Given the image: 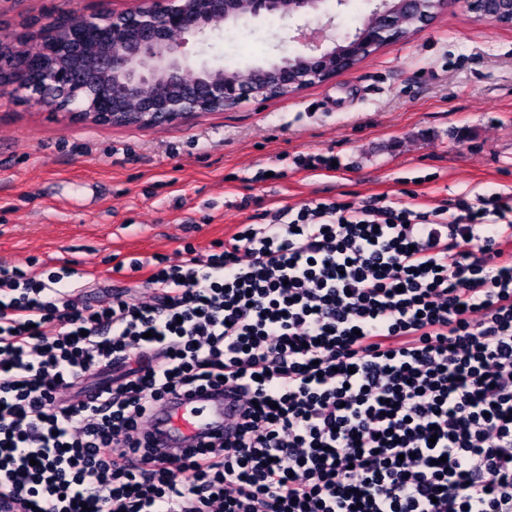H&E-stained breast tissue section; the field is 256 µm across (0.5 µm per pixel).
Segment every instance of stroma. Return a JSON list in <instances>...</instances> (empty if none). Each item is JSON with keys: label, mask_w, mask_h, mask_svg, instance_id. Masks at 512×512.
Instances as JSON below:
<instances>
[{"label": "stroma", "mask_w": 512, "mask_h": 512, "mask_svg": "<svg viewBox=\"0 0 512 512\" xmlns=\"http://www.w3.org/2000/svg\"><path fill=\"white\" fill-rule=\"evenodd\" d=\"M135 0H0V44L60 9L120 11ZM372 0H330L312 23L352 33ZM294 19L222 26L209 64L241 71L297 51ZM494 188L512 193V27L460 9L389 43L350 73L286 99L144 130L77 123L0 85V266L37 278L66 264L80 303L116 290L147 299L120 263L177 264L185 246L209 253L243 224L319 198L363 207L379 194L435 207Z\"/></svg>", "instance_id": "obj_1"}]
</instances>
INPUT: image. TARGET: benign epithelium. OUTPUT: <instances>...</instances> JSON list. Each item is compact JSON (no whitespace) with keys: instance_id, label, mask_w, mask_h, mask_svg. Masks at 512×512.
<instances>
[{"instance_id":"7a95c632","label":"benign epithelium","mask_w":512,"mask_h":512,"mask_svg":"<svg viewBox=\"0 0 512 512\" xmlns=\"http://www.w3.org/2000/svg\"><path fill=\"white\" fill-rule=\"evenodd\" d=\"M139 0L131 9L102 7L91 14L61 12L36 19L39 36L32 43L28 65L0 51V83L10 81L25 99L40 107L63 112L73 121L91 125L116 123L117 100L133 88L160 81L182 83L193 73L203 77L179 94L143 104L135 126L153 129L211 113L220 105L233 110L251 98L294 96L304 88L324 83L354 70L384 45L404 38L402 14L422 17L429 26L438 11L452 3L483 20L512 26V0H379L352 35H327L317 40L297 27L291 41L300 45L293 55L264 65L267 85L255 89L224 73L222 68L197 64L186 51L189 41L204 42L219 23L263 15L293 18L317 12L325 0H251L241 13L236 0Z\"/></svg>"}]
</instances>
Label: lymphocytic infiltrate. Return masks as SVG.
Returning <instances> with one entry per match:
<instances>
[{
    "mask_svg": "<svg viewBox=\"0 0 512 512\" xmlns=\"http://www.w3.org/2000/svg\"><path fill=\"white\" fill-rule=\"evenodd\" d=\"M129 269L152 302L94 309L0 268V512H512L511 193L316 199ZM221 387L232 436L155 457L156 406Z\"/></svg>",
    "mask_w": 512,
    "mask_h": 512,
    "instance_id": "f902f5d3",
    "label": "lymphocytic infiltrate"
}]
</instances>
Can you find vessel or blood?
I'll return each mask as SVG.
<instances>
[{
  "instance_id": "obj_1",
  "label": "vessel or blood",
  "mask_w": 512,
  "mask_h": 512,
  "mask_svg": "<svg viewBox=\"0 0 512 512\" xmlns=\"http://www.w3.org/2000/svg\"><path fill=\"white\" fill-rule=\"evenodd\" d=\"M206 405L207 413H199L198 405ZM241 412L235 397L209 390L190 398H180L160 406L148 432L156 453L193 455L201 443L218 432L228 431L232 419Z\"/></svg>"
}]
</instances>
